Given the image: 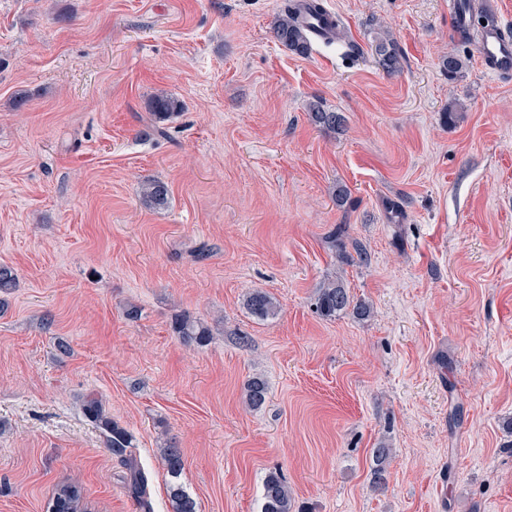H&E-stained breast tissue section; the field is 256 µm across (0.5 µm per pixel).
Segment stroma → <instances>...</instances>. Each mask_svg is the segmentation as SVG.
<instances>
[{
	"label": "stroma",
	"instance_id": "obj_1",
	"mask_svg": "<svg viewBox=\"0 0 512 512\" xmlns=\"http://www.w3.org/2000/svg\"><path fill=\"white\" fill-rule=\"evenodd\" d=\"M286 2L0 0V512H46L64 479L92 512H140L90 393L153 512L169 444L199 512H261L271 471L295 512H512V80L454 36L455 0H323L344 36L305 57L273 32ZM161 92L182 109L159 135ZM315 101L343 128L312 124ZM339 224L367 261L337 263ZM336 277L369 318L315 312ZM256 290L276 315L248 312ZM183 312L209 342L174 336ZM375 53L379 63L387 72H396L400 69L402 57L392 38L388 36L380 38L375 44ZM142 201L147 208L162 209L169 203V190L166 184L150 180L142 188ZM246 307L252 316L264 320L275 314L277 301L276 298L269 293L256 290L247 296ZM83 414L101 429L112 454L120 459L126 469L125 487L144 512H152L148 497V481L135 453L133 435L118 422L107 416L102 400L95 394L86 395L82 401Z\"/></svg>",
	"mask_w": 512,
	"mask_h": 512
}]
</instances>
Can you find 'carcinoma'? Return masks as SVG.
<instances>
[{
	"label": "carcinoma",
	"instance_id": "1",
	"mask_svg": "<svg viewBox=\"0 0 512 512\" xmlns=\"http://www.w3.org/2000/svg\"><path fill=\"white\" fill-rule=\"evenodd\" d=\"M277 40L292 53L306 57L312 47V36L302 24L297 6L290 3L278 15L274 24ZM375 53L379 63L388 72H396L401 67L402 57L394 40L388 36L380 38L375 44ZM180 108L179 101L168 95H156L150 102V110L155 120L165 122ZM310 119L314 125L336 130L343 125L344 118L338 112L324 110L318 104L309 107ZM143 204L151 209H162L169 203V190L166 184L150 180L142 188ZM347 229L340 224L332 232L330 239L340 262L349 264L354 257L366 260V253L359 245L345 242ZM317 313L325 318L340 313H349L354 318L364 320L371 314V306L365 301L356 300L339 281H330L319 290L315 302ZM246 307L249 313L261 320L275 314L276 298L269 293L256 290L247 296ZM172 331L186 346L203 345L209 336V328L201 321L183 313L175 316ZM244 397L248 406L258 409L268 398V387L264 380L253 378L244 387ZM83 414L98 428L106 439L112 454L120 459L126 469L125 487L129 495L139 504L142 512H152L148 497V481L135 453L133 435L118 422L107 416L102 400L94 395H87L82 401ZM391 455L389 448L372 450L373 466L371 468L372 484L381 486L386 483L387 464ZM162 456L170 477L168 493L173 512H197V502L183 488L180 476L183 460L179 449L168 446L162 449ZM262 512H293L294 503L289 494L284 477L278 472L269 473L263 482ZM49 512H88L89 504L83 496L81 486L74 481H63L56 485L48 501Z\"/></svg>",
	"mask_w": 512,
	"mask_h": 512
}]
</instances>
